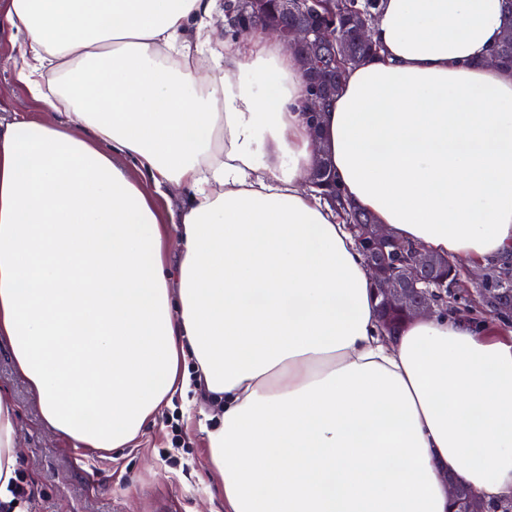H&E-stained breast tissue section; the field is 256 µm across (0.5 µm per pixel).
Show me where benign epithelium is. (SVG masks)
<instances>
[{
  "label": "benign epithelium",
  "instance_id": "obj_1",
  "mask_svg": "<svg viewBox=\"0 0 512 512\" xmlns=\"http://www.w3.org/2000/svg\"><path fill=\"white\" fill-rule=\"evenodd\" d=\"M325 0H278L269 9L268 0H235L225 10L226 26L237 34L253 31V28L237 22V14L244 10L266 18L265 29L274 32L297 56L303 72L312 69L315 62L313 48L324 47L327 53L318 62L321 67L336 73L351 62L342 42L333 38L326 27ZM336 91V84H314L301 103V112L319 120L323 107ZM349 231L361 247L365 263L370 271L375 299L379 301L383 319L380 325L391 336L401 324L413 317L448 310V291L433 288L439 282L437 275L460 286L461 274L434 259L432 252L417 244H407L385 231L380 224H351ZM472 303L484 313L500 319L512 317V292L494 291L477 283V287L465 290ZM451 502L454 512H512V499L496 506H487L474 498L459 483L450 482Z\"/></svg>",
  "mask_w": 512,
  "mask_h": 512
}]
</instances>
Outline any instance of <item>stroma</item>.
Listing matches in <instances>:
<instances>
[{
    "mask_svg": "<svg viewBox=\"0 0 512 512\" xmlns=\"http://www.w3.org/2000/svg\"><path fill=\"white\" fill-rule=\"evenodd\" d=\"M16 48L0 30V117L51 119L55 110L16 79ZM0 393L18 412V477L33 492L22 512H224V499L208 475L209 451L199 429L201 413L212 404L192 388L198 414H181V398L162 407L133 447L120 453L73 448L45 426L36 398L0 343Z\"/></svg>",
    "mask_w": 512,
    "mask_h": 512,
    "instance_id": "obj_1",
    "label": "stroma"
}]
</instances>
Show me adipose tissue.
I'll use <instances>...</instances> for the list:
<instances>
[{
    "instance_id": "adipose-tissue-1",
    "label": "adipose tissue",
    "mask_w": 512,
    "mask_h": 512,
    "mask_svg": "<svg viewBox=\"0 0 512 512\" xmlns=\"http://www.w3.org/2000/svg\"><path fill=\"white\" fill-rule=\"evenodd\" d=\"M217 0H7L17 80L52 121L0 122V340L73 447H127L193 362L224 512H450L446 476L512 498V329L378 322L370 274L304 181L470 264L512 260L503 0H379L377 52L311 131L296 56L215 44ZM185 202L162 215L156 196ZM17 410L0 394V501Z\"/></svg>"
}]
</instances>
